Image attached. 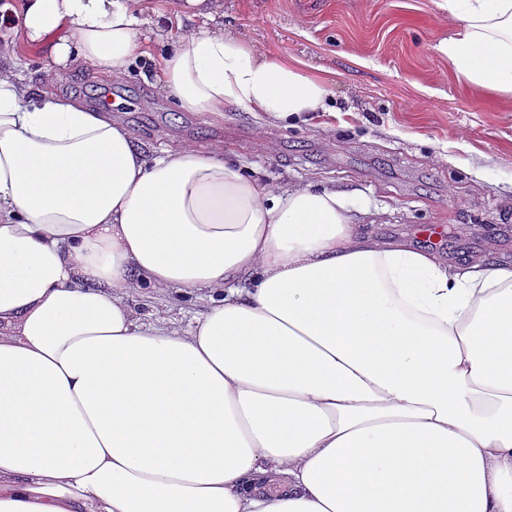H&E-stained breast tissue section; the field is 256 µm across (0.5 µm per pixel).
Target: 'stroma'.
Masks as SVG:
<instances>
[{
	"label": "stroma",
	"instance_id": "obj_1",
	"mask_svg": "<svg viewBox=\"0 0 512 512\" xmlns=\"http://www.w3.org/2000/svg\"><path fill=\"white\" fill-rule=\"evenodd\" d=\"M216 26L244 45L325 81L336 113L294 125L259 113L217 118L181 112L157 83L156 58L136 59L115 84L83 62L58 68L52 92L89 109L111 90L112 118L153 153L205 143L260 170L273 191L316 181L383 211L376 232L448 259H512V99L467 88L438 49L447 26L432 0H223ZM442 161H435V154ZM471 228L469 236L457 225ZM435 228L427 237V228ZM145 321L184 325L205 312V293L135 297Z\"/></svg>",
	"mask_w": 512,
	"mask_h": 512
}]
</instances>
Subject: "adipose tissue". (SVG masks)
I'll use <instances>...</instances> for the list:
<instances>
[{
	"instance_id": "obj_1",
	"label": "adipose tissue",
	"mask_w": 512,
	"mask_h": 512,
	"mask_svg": "<svg viewBox=\"0 0 512 512\" xmlns=\"http://www.w3.org/2000/svg\"><path fill=\"white\" fill-rule=\"evenodd\" d=\"M474 90L512 98V0H433ZM146 0H19L0 27L124 81ZM187 112L278 125L323 81L223 30L158 63ZM208 145L149 154L0 65V512H512V261L364 230ZM209 294L181 327L144 290Z\"/></svg>"
}]
</instances>
